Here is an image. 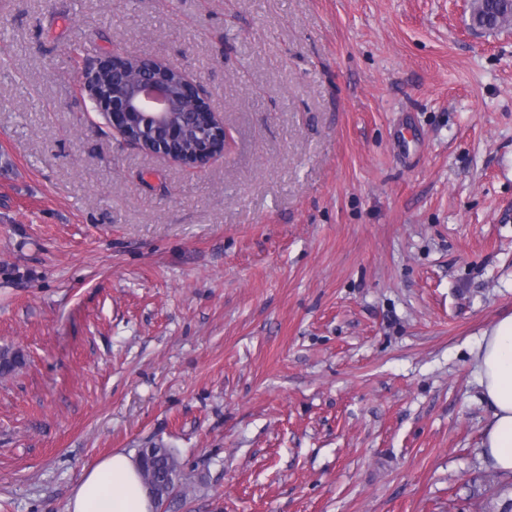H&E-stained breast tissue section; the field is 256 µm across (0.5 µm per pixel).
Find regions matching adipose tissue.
Wrapping results in <instances>:
<instances>
[{
  "instance_id": "obj_1",
  "label": "adipose tissue",
  "mask_w": 512,
  "mask_h": 512,
  "mask_svg": "<svg viewBox=\"0 0 512 512\" xmlns=\"http://www.w3.org/2000/svg\"><path fill=\"white\" fill-rule=\"evenodd\" d=\"M474 375L490 416L480 454L503 475H512V315L498 320L477 342ZM133 454L116 451L83 470L66 512H155Z\"/></svg>"
}]
</instances>
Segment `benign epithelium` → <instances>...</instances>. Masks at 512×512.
I'll return each mask as SVG.
<instances>
[{
	"label": "benign epithelium",
	"instance_id": "benign-epithelium-1",
	"mask_svg": "<svg viewBox=\"0 0 512 512\" xmlns=\"http://www.w3.org/2000/svg\"><path fill=\"white\" fill-rule=\"evenodd\" d=\"M125 54H114L111 58L84 66L79 71V88L85 91L94 108L103 113L107 123L127 144L137 148L143 146V138L154 140L153 154L174 158V146L192 130L199 139L196 159H187L188 165H200L222 153L228 144L224 125L218 122L207 106L200 87L193 85L180 74L179 93L187 103L190 122H175L171 116L169 91L164 77V64L137 58L139 69L129 80L121 94L108 97L93 85L95 76L114 67H119Z\"/></svg>",
	"mask_w": 512,
	"mask_h": 512
}]
</instances>
